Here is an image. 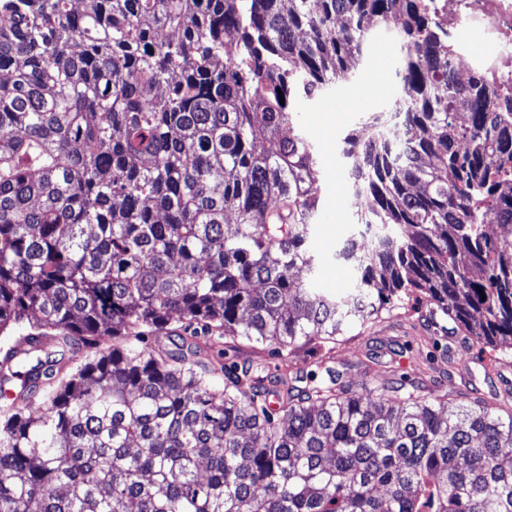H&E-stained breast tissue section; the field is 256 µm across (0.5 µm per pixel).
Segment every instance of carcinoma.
I'll return each instance as SVG.
<instances>
[{"label":"carcinoma","mask_w":512,"mask_h":512,"mask_svg":"<svg viewBox=\"0 0 512 512\" xmlns=\"http://www.w3.org/2000/svg\"><path fill=\"white\" fill-rule=\"evenodd\" d=\"M0 512H512V391L325 366L350 319L421 294L512 346V96L463 81L428 0H0ZM402 37L405 132L341 140L364 230L313 292L319 170L293 98ZM235 224H227V214ZM200 330L174 352L151 332ZM304 350L327 377L194 357L211 334ZM94 350L69 378L57 365ZM47 415L28 413L29 384Z\"/></svg>","instance_id":"1"}]
</instances>
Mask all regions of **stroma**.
Returning a JSON list of instances; mask_svg holds the SVG:
<instances>
[{
	"label": "stroma",
	"mask_w": 512,
	"mask_h": 512,
	"mask_svg": "<svg viewBox=\"0 0 512 512\" xmlns=\"http://www.w3.org/2000/svg\"><path fill=\"white\" fill-rule=\"evenodd\" d=\"M403 64L401 37L393 28H374L358 64L342 80L326 86L312 98L300 97L293 104L297 133L313 148L320 172V201L308 249L317 260L311 286L319 294L342 297L355 283L352 266L337 259L346 240L357 234L359 209L349 189L348 165L339 143L348 132L361 129L374 112L393 111L403 98L400 71ZM425 303L409 296L393 307L392 316L373 331L349 322L341 342L332 352L334 365L346 380L361 383L365 376L391 377L413 374L426 367L427 339L438 342L437 357L445 358L444 370L433 384L437 391L466 393L478 389L490 394L512 388V350H504L499 372L485 376L478 350L451 332L442 317L425 318ZM200 361L211 364L213 381L223 384V366L235 364L257 368L261 376L275 380L281 363L274 343L247 339H220L204 349Z\"/></svg>",
	"instance_id": "1"
}]
</instances>
